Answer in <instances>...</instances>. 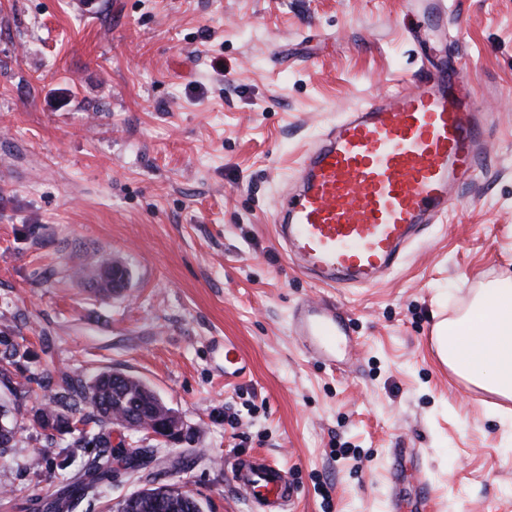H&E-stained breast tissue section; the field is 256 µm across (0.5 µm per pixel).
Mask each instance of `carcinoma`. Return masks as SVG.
<instances>
[{"mask_svg": "<svg viewBox=\"0 0 512 512\" xmlns=\"http://www.w3.org/2000/svg\"><path fill=\"white\" fill-rule=\"evenodd\" d=\"M74 276L93 284L101 297L112 296V276H103L102 266L77 270ZM18 363L17 350L0 351V378L12 381ZM18 387L22 396L40 401L32 415L35 424L63 435L76 433L78 437L70 446L95 449L81 470L62 477V487L45 503V512H76L101 483L112 480L115 460L127 470L142 469L149 449L130 443L120 456H114L112 429L137 433L146 425L157 434L171 411L147 384L114 371H101L86 383L64 371L55 382L27 376ZM0 414L9 419L8 427L0 430L1 456L14 447L21 406L10 409L0 405ZM116 512H197V508L193 496L158 487L143 489L118 502Z\"/></svg>", "mask_w": 512, "mask_h": 512, "instance_id": "obj_1", "label": "carcinoma"}]
</instances>
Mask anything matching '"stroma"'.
<instances>
[{"label": "stroma", "mask_w": 512, "mask_h": 512, "mask_svg": "<svg viewBox=\"0 0 512 512\" xmlns=\"http://www.w3.org/2000/svg\"><path fill=\"white\" fill-rule=\"evenodd\" d=\"M406 0H0V338L19 375L147 383L189 440L146 439L151 479L115 467L78 512L148 483L203 512H254L229 461L273 459L292 512H512V422L442 365L433 325L512 274V0H450L460 26L433 46ZM473 76L499 112L491 152L447 222L428 225L371 288H324L277 243V195L323 130L410 78L430 52ZM130 273L98 297L75 268ZM341 306L347 365L307 354L296 305ZM248 375L224 382L215 339ZM416 449L392 483V451ZM89 449L22 423L0 457V512H43ZM44 460L39 471L28 462Z\"/></svg>", "instance_id": "obj_1"}]
</instances>
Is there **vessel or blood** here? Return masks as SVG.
Masks as SVG:
<instances>
[{
	"instance_id": "b4317fda",
	"label": "vessel or blood",
	"mask_w": 512,
	"mask_h": 512,
	"mask_svg": "<svg viewBox=\"0 0 512 512\" xmlns=\"http://www.w3.org/2000/svg\"><path fill=\"white\" fill-rule=\"evenodd\" d=\"M409 12L420 38L448 27L446 0H411ZM495 118L473 80L441 56L330 125L275 202L277 234L295 267L326 285L378 284L425 225L455 208L457 189L489 152ZM291 329L329 364L352 354L346 315L326 301L299 303ZM243 361L225 343V381L242 375ZM231 476L260 512H287L296 496L285 470L261 455L235 458Z\"/></svg>"
}]
</instances>
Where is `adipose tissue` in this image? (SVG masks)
Segmentation results:
<instances>
[{
  "label": "adipose tissue",
  "instance_id": "ef3b65f1",
  "mask_svg": "<svg viewBox=\"0 0 512 512\" xmlns=\"http://www.w3.org/2000/svg\"><path fill=\"white\" fill-rule=\"evenodd\" d=\"M433 342L455 375L512 401V275L479 289L456 318L436 323Z\"/></svg>",
  "mask_w": 512,
  "mask_h": 512
}]
</instances>
